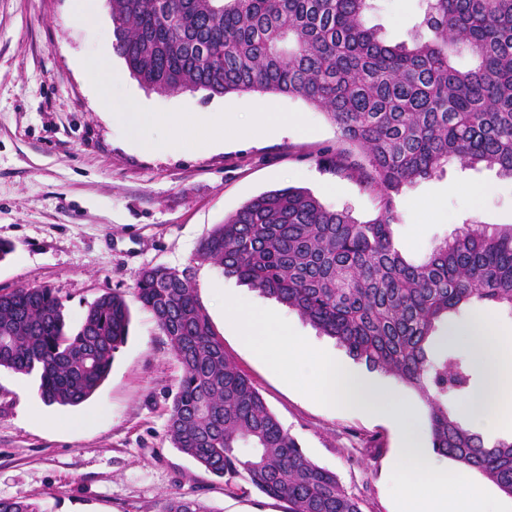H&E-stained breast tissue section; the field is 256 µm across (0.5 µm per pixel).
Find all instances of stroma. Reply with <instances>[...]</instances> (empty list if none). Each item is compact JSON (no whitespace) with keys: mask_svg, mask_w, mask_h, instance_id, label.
I'll list each match as a JSON object with an SVG mask.
<instances>
[{"mask_svg":"<svg viewBox=\"0 0 512 512\" xmlns=\"http://www.w3.org/2000/svg\"><path fill=\"white\" fill-rule=\"evenodd\" d=\"M83 24L73 0H0V240L15 250L0 261V292L45 286L61 298L69 327L104 293H132L145 266L183 268L215 225L253 197L299 187L325 206L373 218L377 203L357 182L321 165L342 142L324 112L271 93L208 97L160 94L126 75L112 103L98 96L90 72L112 31L109 0H95ZM366 16L392 43L409 41L424 0H376ZM132 102L167 119L148 129L178 137L169 116L218 113L224 141L207 150L148 153L137 132L113 123L111 110ZM288 112L298 123L268 129L259 110ZM398 245L412 259L428 255L455 229L512 224V179L494 169L446 166L400 201ZM196 291L226 356L245 373L306 456L338 476L364 512H397L391 463L401 442L392 421L328 407L281 380L230 324L217 291L282 316L315 348L347 360L344 348L276 300L203 264ZM126 343L100 389L77 406L45 404L39 378L0 369V499L29 498L43 512H161L168 494L199 499L215 512H284L255 489L224 493L166 435L181 367L151 314L131 303ZM378 436L379 446L369 443Z\"/></svg>","mask_w":512,"mask_h":512,"instance_id":"stroma-1","label":"stroma"}]
</instances>
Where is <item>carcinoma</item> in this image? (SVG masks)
Wrapping results in <instances>:
<instances>
[{
  "label": "carcinoma",
  "instance_id": "carcinoma-1",
  "mask_svg": "<svg viewBox=\"0 0 512 512\" xmlns=\"http://www.w3.org/2000/svg\"><path fill=\"white\" fill-rule=\"evenodd\" d=\"M111 2L113 48L141 85L299 97L363 158L338 150L322 164L377 200V215L360 221L300 188L264 192L215 225L184 268L137 273L133 297L182 369L166 424L173 447L223 479L227 494L249 485L285 512H363L224 354L194 285L195 266L209 263L413 389L428 409L432 448L512 497V438L485 440L453 406L485 374L471 348L439 332L463 309L512 311V225L489 234L466 224L418 262L393 236L397 199L454 161L512 178V0H424L421 29L396 44L366 26L373 0ZM461 51L473 66L455 65ZM129 324L121 292L98 297L72 331L51 289L19 285L0 294V368L37 374L47 405H79L107 378ZM0 512L42 510L0 499ZM161 512L214 510L167 495Z\"/></svg>",
  "mask_w": 512,
  "mask_h": 512
}]
</instances>
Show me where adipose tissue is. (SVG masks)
<instances>
[{
	"mask_svg": "<svg viewBox=\"0 0 512 512\" xmlns=\"http://www.w3.org/2000/svg\"><path fill=\"white\" fill-rule=\"evenodd\" d=\"M448 335L468 340L486 374L484 386L472 405L464 407V415L493 432L507 426L503 408L512 406V332L502 333L491 318L480 314L467 323L450 327Z\"/></svg>",
	"mask_w": 512,
	"mask_h": 512,
	"instance_id": "obj_1",
	"label": "adipose tissue"
}]
</instances>
